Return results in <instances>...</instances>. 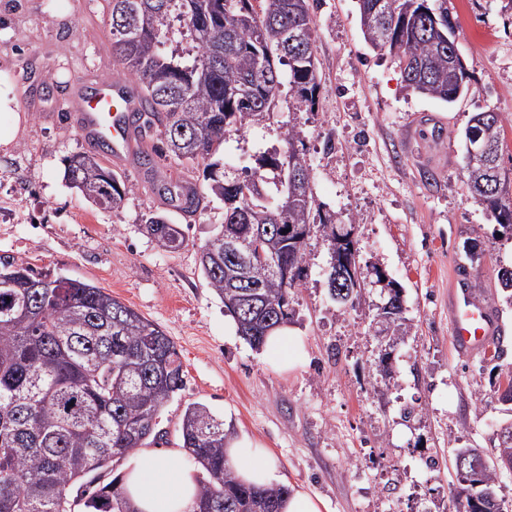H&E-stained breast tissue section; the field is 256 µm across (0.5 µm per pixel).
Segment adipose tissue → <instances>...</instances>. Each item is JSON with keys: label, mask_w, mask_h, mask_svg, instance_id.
Masks as SVG:
<instances>
[{"label": "adipose tissue", "mask_w": 512, "mask_h": 512, "mask_svg": "<svg viewBox=\"0 0 512 512\" xmlns=\"http://www.w3.org/2000/svg\"><path fill=\"white\" fill-rule=\"evenodd\" d=\"M226 456L243 481L267 485L277 468L270 452L250 441H229ZM178 452L159 456L142 451L125 472L124 488L140 512H186L196 490V475L178 463Z\"/></svg>", "instance_id": "obj_1"}]
</instances>
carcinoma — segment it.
I'll return each instance as SVG.
<instances>
[{
    "label": "carcinoma",
    "instance_id": "carcinoma-1",
    "mask_svg": "<svg viewBox=\"0 0 512 512\" xmlns=\"http://www.w3.org/2000/svg\"><path fill=\"white\" fill-rule=\"evenodd\" d=\"M111 16L112 54L133 76L147 104L139 132L156 139L152 153L177 162L204 163L207 190L191 185L187 212L224 202V224L200 251L199 267L237 325L258 348L288 325L292 289L305 275L308 240L316 234L334 253L359 252L352 229L335 214L313 208L311 168L288 132V150L260 168L227 177L215 159L226 129L262 125L281 86L290 108L311 112L320 78L314 21L308 0H104ZM365 41L398 62L405 87L452 104L471 92L465 64L452 47L455 25L448 0H357ZM198 42L189 60L162 46L173 13ZM492 148L500 176L504 132L497 113L472 131ZM294 168L288 198L269 200L261 168ZM64 179L97 207L111 208L131 188L95 154L66 159ZM471 198L512 234V201L498 199L495 182L476 166L467 172ZM284 258L288 281L261 265L224 251V240L247 239L252 228ZM157 245L184 243L181 229L160 213L145 220ZM386 328L404 338L402 291L388 281ZM184 386L174 342L156 323L106 289L66 276L50 277L10 256H0V512H136L121 478L105 480L116 459L157 439L164 403ZM181 447L200 465L198 492L186 512H279L288 487L260 488L235 476L224 448L231 430L203 403L189 404L180 422ZM495 486L497 471L480 456L467 460Z\"/></svg>",
    "mask_w": 512,
    "mask_h": 512
}]
</instances>
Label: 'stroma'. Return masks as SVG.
<instances>
[{"label":"stroma","instance_id":"stroma-1","mask_svg":"<svg viewBox=\"0 0 512 512\" xmlns=\"http://www.w3.org/2000/svg\"><path fill=\"white\" fill-rule=\"evenodd\" d=\"M448 11L472 94L447 105L412 93L388 52L365 42L356 0H313L322 78L315 111H289L280 91L270 120L228 129L221 151L234 177L261 155L285 152L288 133L298 134L316 204L353 226L364 273L380 267L404 291L410 332L394 344L387 378L372 327L381 288L367 285L357 308L337 305L324 275L329 248L318 237L288 326L306 359L283 373L241 337H227L224 304L199 268L224 205L190 217L169 199L182 180L202 183V166L162 157L150 169L118 170L131 191L112 210L70 189L64 160L86 146L67 100L129 76L112 55L110 17L103 0H0V76L27 118L0 152V210L15 214L0 223V255L105 288L172 338L185 385L162 409L156 453L179 448L184 409L204 403L237 438L268 448L280 484L307 486L322 512H455L456 449L493 455L500 427L512 423V405L496 394L512 365V304L498 281L512 240L469 196L461 135L475 113L494 111L512 147V0H448ZM160 212L183 230L178 251L143 230ZM461 263L505 326L503 359L452 349L448 291Z\"/></svg>","mask_w":512,"mask_h":512}]
</instances>
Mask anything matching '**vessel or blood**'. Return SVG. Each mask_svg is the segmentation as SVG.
Returning <instances> with one entry per match:
<instances>
[{"instance_id": "obj_1", "label": "vessel or blood", "mask_w": 512, "mask_h": 512, "mask_svg": "<svg viewBox=\"0 0 512 512\" xmlns=\"http://www.w3.org/2000/svg\"><path fill=\"white\" fill-rule=\"evenodd\" d=\"M78 132L86 145L105 141L111 146L110 157L118 163L130 158L134 130L129 121L138 111L136 97L124 86L105 82L88 98L77 101ZM471 272L464 271L448 293L452 345L462 357L487 352L502 333L499 316L489 302L470 288Z\"/></svg>"}]
</instances>
